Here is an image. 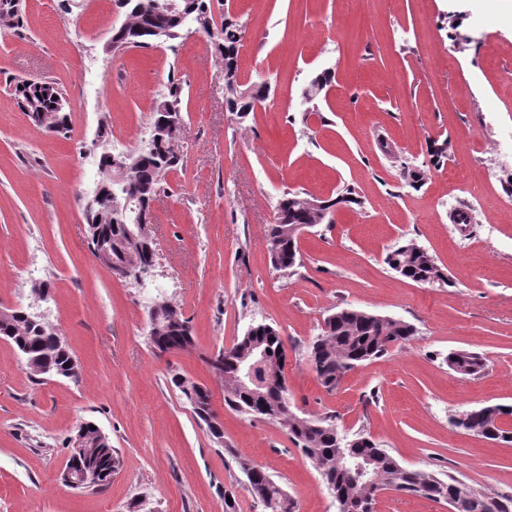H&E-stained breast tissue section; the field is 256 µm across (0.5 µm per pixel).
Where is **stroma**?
<instances>
[{"instance_id":"stroma-1","label":"stroma","mask_w":512,"mask_h":512,"mask_svg":"<svg viewBox=\"0 0 512 512\" xmlns=\"http://www.w3.org/2000/svg\"><path fill=\"white\" fill-rule=\"evenodd\" d=\"M243 26L240 76L268 83L246 117L224 109V68L208 37L185 25L150 49L107 52L126 19L117 0H18L0 25V307L43 309L80 366L72 381L32 382L0 340V512H262L236 460L260 465L297 512H336L319 470L282 427L224 404L203 357L251 324L288 340V397L305 417L335 415L370 434L403 466L450 472L491 496H512V443L491 444L452 419L512 405V0H210ZM334 79L317 112L302 94ZM184 87L176 148L183 165L154 206L157 264L144 286L113 277L88 246L85 205L102 149L131 153L169 76ZM52 81L70 132L34 126L10 93ZM108 134H101V124ZM448 143L432 164L428 148ZM423 172L420 187L406 172ZM352 185L362 208L299 239L301 262L276 270L265 228L283 191L329 200ZM468 223H455L456 212ZM415 242L447 273L417 284L384 262ZM156 297L180 305L194 345L157 357L148 339ZM359 308L413 324L416 334L326 391L308 361L324 318ZM483 354L478 379L452 371L449 351ZM206 386L224 427L216 443L169 381ZM91 421L120 466L99 493L66 485L69 440Z\"/></svg>"}]
</instances>
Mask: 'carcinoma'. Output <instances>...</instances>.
<instances>
[{
    "label": "carcinoma",
    "instance_id": "obj_1",
    "mask_svg": "<svg viewBox=\"0 0 512 512\" xmlns=\"http://www.w3.org/2000/svg\"><path fill=\"white\" fill-rule=\"evenodd\" d=\"M120 7L126 9L127 22L113 31L108 51L119 54L131 48H150L163 40H176L180 37L185 18L193 17L197 29L205 34L211 47L224 66V71L239 79V53L242 41V25L233 17L225 16L216 23L208 0H118ZM334 73L327 70L317 74L309 83L307 92L310 112L318 111L316 100L331 84ZM270 93L266 83L237 85L230 96L224 98V109L238 115L248 114L264 103ZM12 95L20 102L30 121L39 126L50 128L63 134L68 131L66 99L62 90L51 82H16ZM183 87L179 80L168 81L166 91L154 103L150 116V128L164 126L173 119L184 117ZM176 137L165 135L164 140L154 143L153 150H140L131 154L127 160L122 182L115 180L116 171L109 163L101 159L99 167L102 177L100 183L112 188V197H107L95 210L87 214L92 249L106 250L112 260L122 262L135 256L141 260L146 257L148 248L154 247L152 234L145 231L138 239L128 237L125 219L126 196L137 198L141 208L146 209L167 193L169 173L182 166V158L175 149ZM361 206L362 200L353 187H346L336 198L328 201L326 209L337 205ZM323 210L310 205V198L297 192H286L277 202V221L266 229V243L272 266L280 271L292 270L298 261L297 237L289 234L294 226L308 224L312 227L324 223ZM400 263L403 270L400 275L420 284L447 283L448 276L437 264L434 257L423 251L415 243L394 247L385 257V264L394 268ZM156 341H163L179 350L193 345V336L189 321L182 310L174 303H168L164 318L158 324H150ZM415 334L414 325L387 316L381 318L353 307H342L324 319L322 333L312 342L309 362L313 365L317 380L328 392L336 390L343 377L355 367L367 361L379 359L389 353L394 346L408 341ZM0 338L14 346L24 361L33 364L42 363L50 372L65 373L75 361L69 346L58 344L53 331L48 326L31 324L18 314L0 322ZM285 340L280 331L272 324L257 323L249 327L243 336L232 345L233 355L226 356L220 350L224 366V403L235 411L251 414L259 407L268 411L266 418L282 425L298 450L320 469L327 488L333 495L345 496L357 512H367L363 499V480L342 461L340 446L341 434L333 417L307 418L300 415L289 416L278 411L288 390H280L269 385L265 390V399L261 402L236 386L235 363L252 354L259 347L268 351L267 363L257 369L256 374L262 382L269 381L271 373L282 367ZM445 361L455 365L453 371L460 375L476 377L486 367L484 358L477 352L454 350L448 352ZM169 383L180 394L188 398L197 395L200 412L197 417L207 425L212 438L219 444L224 443V435L217 434L214 427L202 415L206 411L207 401L199 394V385L180 373H169ZM507 412L502 405H488L476 409L470 424L462 429L479 435L486 429H495L503 440L512 442V429L498 427L499 415ZM352 438L362 439L360 447L354 452L360 458L371 460L370 476L383 486H392L403 495L421 496L435 500L430 495L434 489L451 491L458 479L448 473L443 477L435 473L403 466L387 449L381 447L365 433L357 432ZM87 458L100 462L104 475L100 483L93 486L101 490L110 483L111 473L119 466V457L114 450L104 445L92 449ZM256 469V478L249 494L264 508V512H294V501L262 468L246 458L237 460V467L246 472V466ZM473 506L469 512H512V497L499 499L487 496L471 489Z\"/></svg>",
    "mask_w": 512,
    "mask_h": 512
}]
</instances>
